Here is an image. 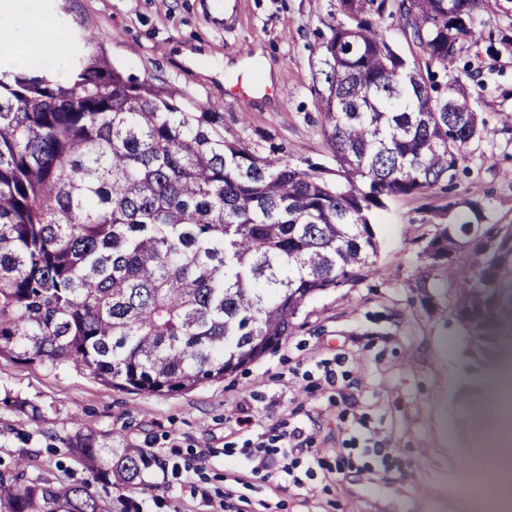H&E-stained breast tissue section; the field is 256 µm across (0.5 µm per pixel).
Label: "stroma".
Here are the masks:
<instances>
[{
  "instance_id": "35a3bbf8",
  "label": "stroma",
  "mask_w": 512,
  "mask_h": 512,
  "mask_svg": "<svg viewBox=\"0 0 512 512\" xmlns=\"http://www.w3.org/2000/svg\"><path fill=\"white\" fill-rule=\"evenodd\" d=\"M214 2L40 0L39 11L73 52L223 113L226 139L335 168L313 80L329 0H229L221 11ZM480 18L476 39L433 79L460 77L492 134L475 143L455 189L379 211L375 274L313 298L261 359L187 393L130 392L0 357V470L25 455L29 474L89 480L67 442L92 432L152 459L141 484L94 486L130 512H484V488L464 497L450 488L482 447L487 380L512 350L478 353L450 295L424 302L411 290L434 211L467 198L490 222L512 223V0H489ZM186 48L195 59H181ZM236 85L245 95L228 96ZM295 430L299 485L252 470L244 449L273 452Z\"/></svg>"
}]
</instances>
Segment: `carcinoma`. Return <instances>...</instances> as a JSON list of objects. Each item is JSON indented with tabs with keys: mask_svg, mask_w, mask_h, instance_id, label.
Instances as JSON below:
<instances>
[{
	"mask_svg": "<svg viewBox=\"0 0 512 512\" xmlns=\"http://www.w3.org/2000/svg\"><path fill=\"white\" fill-rule=\"evenodd\" d=\"M314 79L333 176L224 138V113L75 55L67 79L0 70V355L105 385L187 393L261 358L316 295L376 270L375 213L455 180L488 135L458 78L425 74L476 36L486 0H337ZM397 22L419 54L385 38ZM413 291L452 293L472 339L512 336V224L460 199L434 214ZM104 485L142 448L79 433ZM0 472V512H112L91 486Z\"/></svg>",
	"mask_w": 512,
	"mask_h": 512,
	"instance_id": "cac0c4a2",
	"label": "carcinoma"
}]
</instances>
